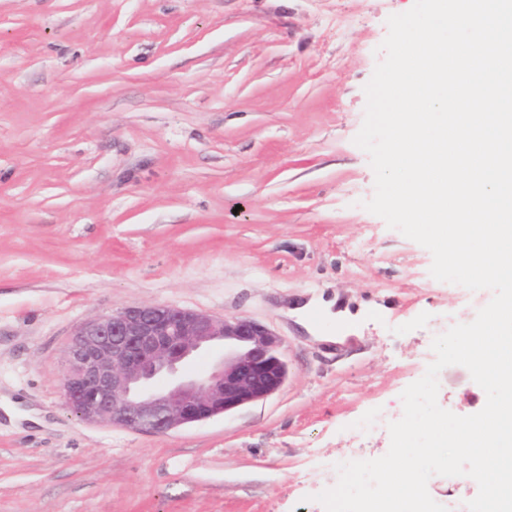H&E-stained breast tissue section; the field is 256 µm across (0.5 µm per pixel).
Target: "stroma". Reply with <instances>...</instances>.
Returning a JSON list of instances; mask_svg holds the SVG:
<instances>
[{
	"label": "stroma",
	"instance_id": "obj_1",
	"mask_svg": "<svg viewBox=\"0 0 512 512\" xmlns=\"http://www.w3.org/2000/svg\"><path fill=\"white\" fill-rule=\"evenodd\" d=\"M413 0H0V512H325L489 290L388 228L354 139ZM135 304L280 336L283 386L164 435L65 405L75 329ZM439 405L479 412L460 365Z\"/></svg>",
	"mask_w": 512,
	"mask_h": 512
}]
</instances>
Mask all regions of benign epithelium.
Segmentation results:
<instances>
[{
  "label": "benign epithelium",
  "instance_id": "obj_1",
  "mask_svg": "<svg viewBox=\"0 0 512 512\" xmlns=\"http://www.w3.org/2000/svg\"><path fill=\"white\" fill-rule=\"evenodd\" d=\"M218 342L227 351L205 377H177L183 362ZM287 376L280 337L254 321L130 305L77 327L62 396L83 421L165 434L263 399Z\"/></svg>",
  "mask_w": 512,
  "mask_h": 512
}]
</instances>
